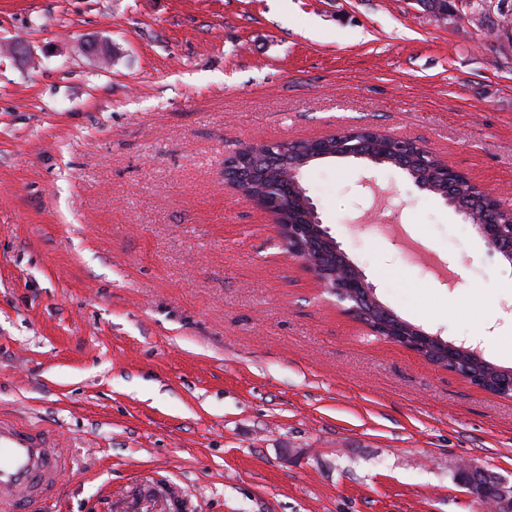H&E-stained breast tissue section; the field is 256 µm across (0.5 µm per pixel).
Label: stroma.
I'll list each match as a JSON object with an SVG mask.
<instances>
[{
  "label": "stroma",
  "instance_id": "1",
  "mask_svg": "<svg viewBox=\"0 0 512 512\" xmlns=\"http://www.w3.org/2000/svg\"><path fill=\"white\" fill-rule=\"evenodd\" d=\"M350 125L512 208V0H0V421L69 460L37 512H486L457 465L512 482V398L371 335L224 178ZM302 182L385 307L512 368V264L463 215L388 165Z\"/></svg>",
  "mask_w": 512,
  "mask_h": 512
}]
</instances>
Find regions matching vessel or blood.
Returning a JSON list of instances; mask_svg holds the SVG:
<instances>
[{
  "instance_id": "b4317fda",
  "label": "vessel or blood",
  "mask_w": 512,
  "mask_h": 512,
  "mask_svg": "<svg viewBox=\"0 0 512 512\" xmlns=\"http://www.w3.org/2000/svg\"><path fill=\"white\" fill-rule=\"evenodd\" d=\"M64 466L61 450L41 435L0 422V512H20L44 498Z\"/></svg>"
}]
</instances>
